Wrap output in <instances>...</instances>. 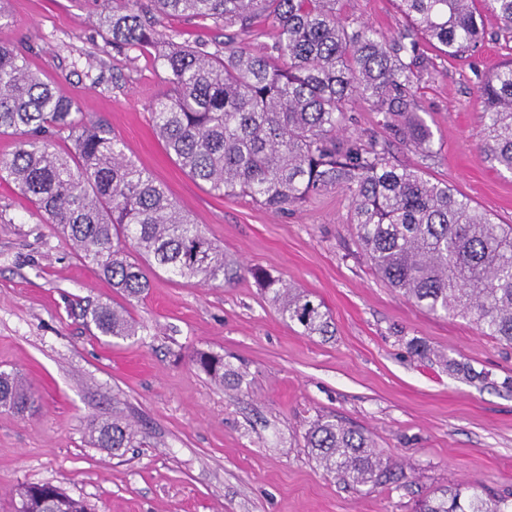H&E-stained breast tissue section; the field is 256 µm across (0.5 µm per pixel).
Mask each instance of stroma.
Wrapping results in <instances>:
<instances>
[{
	"label": "stroma",
	"mask_w": 512,
	"mask_h": 512,
	"mask_svg": "<svg viewBox=\"0 0 512 512\" xmlns=\"http://www.w3.org/2000/svg\"><path fill=\"white\" fill-rule=\"evenodd\" d=\"M110 7L7 0L0 43L25 48L80 118L102 122L230 258L322 300L334 333L302 335L249 276L225 285L161 272L147 294L125 301L0 180V370L20 371L40 395L23 415L0 410V512H14L25 483L60 486L93 512H415L421 498L462 482L512 494V347L391 288L364 255L345 192L276 214L188 176L153 128L162 69L138 50L115 54L100 24ZM336 9L387 37L408 25L397 0H338ZM483 25V40L461 55L424 48L432 67L413 110L432 132L430 155L361 99L336 140L389 143L393 163L419 167L512 224V174L480 149L478 98L481 80L512 61V34L490 12ZM91 303L126 305L137 336L106 341L82 317ZM198 349L222 354L241 385L210 382L191 363ZM449 358L476 379L450 373ZM116 412L141 430L143 447L115 456L93 446L91 421ZM333 415L367 434L409 483L352 489L319 466L304 433Z\"/></svg>",
	"instance_id": "1"
}]
</instances>
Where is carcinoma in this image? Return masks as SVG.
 I'll return each instance as SVG.
<instances>
[{
	"instance_id": "obj_1",
	"label": "carcinoma",
	"mask_w": 512,
	"mask_h": 512,
	"mask_svg": "<svg viewBox=\"0 0 512 512\" xmlns=\"http://www.w3.org/2000/svg\"><path fill=\"white\" fill-rule=\"evenodd\" d=\"M337 0H112L101 18L112 49L149 51L165 72L167 95L152 122L168 154L195 181L224 196H249L278 213L335 189L348 193L351 223L377 274L429 312L473 320L512 347V225L497 224L447 183L392 163L386 144L356 137L336 145L354 98L384 114V125L415 149L432 152V133L409 110L412 88L429 71L425 40L448 55L484 35L482 11L512 32V0H400L410 26L388 39L339 17ZM211 23L224 40L177 42L163 18ZM272 20L262 52L235 46L258 19ZM483 147L491 165L512 173V61L483 81ZM75 102L29 67L25 51L0 43V134L17 137L0 172L59 227L75 253L127 298L150 288V273L231 284L250 274L281 317L305 336H331L322 302L265 269L242 268L224 255L173 201L168 189L127 156L100 126L76 119ZM66 135L58 150L51 137ZM99 333L138 334L130 312L98 303L84 310ZM196 369L214 384L240 385L224 356L198 349ZM35 393L18 371H0V408L26 412ZM93 444L116 453L141 444L120 416L90 424ZM307 447L348 486H377L394 475L365 433L318 419ZM19 512H92L49 484L16 490ZM419 512H512V501L457 483L424 499Z\"/></svg>"
}]
</instances>
